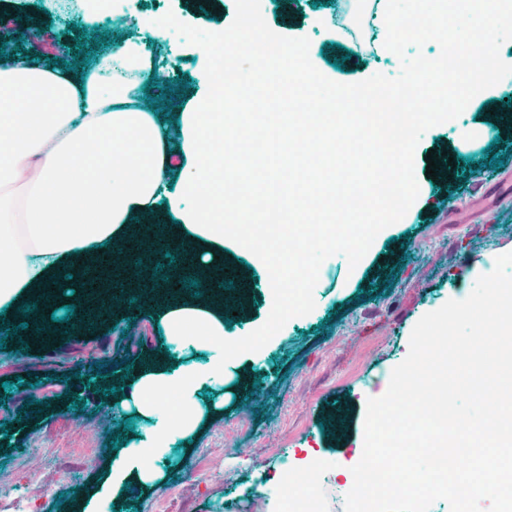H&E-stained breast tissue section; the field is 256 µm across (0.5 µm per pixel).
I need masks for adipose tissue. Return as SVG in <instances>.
Listing matches in <instances>:
<instances>
[{
  "mask_svg": "<svg viewBox=\"0 0 512 512\" xmlns=\"http://www.w3.org/2000/svg\"><path fill=\"white\" fill-rule=\"evenodd\" d=\"M197 50L204 93L183 103L175 141L140 106L153 62L137 36L78 75L24 56L0 66L1 336L15 335L18 313L50 325V287L68 285L77 260L111 255L134 232L175 240L193 267L215 266V253L232 243L224 215L249 202L225 200L224 152L200 135L204 124L224 133V99L215 92L222 47L204 42ZM20 168L33 177L19 192L13 177ZM156 314L164 335L190 356L168 351L93 388L98 400L119 402L132 418L131 441L115 444L110 473L84 495L91 503L108 497L113 512H128L132 487L160 479L161 453L223 411V402L207 395L225 359L248 343L225 337L224 308L215 302L179 296ZM170 394L179 413L172 422L163 412Z\"/></svg>",
  "mask_w": 512,
  "mask_h": 512,
  "instance_id": "ef3b65f1",
  "label": "adipose tissue"
}]
</instances>
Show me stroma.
<instances>
[{"label":"stroma","mask_w":512,"mask_h":512,"mask_svg":"<svg viewBox=\"0 0 512 512\" xmlns=\"http://www.w3.org/2000/svg\"><path fill=\"white\" fill-rule=\"evenodd\" d=\"M269 27L287 37H306L310 52L338 81L351 83L373 74L400 72V61L366 53L338 40L326 20L336 12L331 0H295L282 15L278 0H261ZM119 14L87 25L78 14L49 0H18L0 14V41L16 54L53 62L72 29L83 30L91 50H107L136 30L145 16L175 15L179 25L163 39L149 41L159 76L177 88L174 99L143 94L147 111L175 122L186 98L198 91L196 45L214 30L226 29L235 0H221L218 13L198 15L189 0H120ZM52 30L39 43L18 40L29 16ZM512 98L499 92L471 104L450 124L425 132L416 148L447 149L460 159L455 183L432 180L417 170L422 189L403 221L381 231L357 266L340 254L323 262L314 289L316 306L291 319L260 351L224 367V410L214 415L185 447L165 455L162 480L135 496L136 512H272L284 490L280 474L287 462L311 450L308 468L317 470L321 512H348L350 488L335 473L364 444L366 401L385 393L393 369L407 357L412 329L426 313L448 300L465 299L485 268L512 249V133H501L493 107ZM501 163L490 167L491 153ZM399 263H391L392 251ZM238 262L250 288L246 312L226 331L244 336L269 313L264 264L248 254ZM168 341L153 303L100 322L92 333L63 335L57 343L16 356L0 349V491L23 501L25 512H63L80 489L95 485L112 464L116 437L124 433L119 407L89 401L68 409L75 385L59 366L66 359L92 357L108 368L118 353H157ZM33 387L19 396L15 383ZM346 412L341 437L330 438L324 419L336 408Z\"/></svg>","instance_id":"obj_1"}]
</instances>
